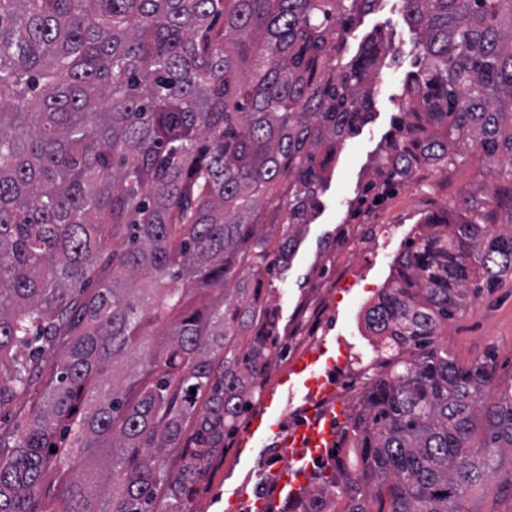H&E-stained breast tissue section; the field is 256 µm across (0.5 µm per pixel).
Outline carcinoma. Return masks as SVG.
<instances>
[{"label":"carcinoma","instance_id":"1","mask_svg":"<svg viewBox=\"0 0 512 512\" xmlns=\"http://www.w3.org/2000/svg\"><path fill=\"white\" fill-rule=\"evenodd\" d=\"M377 2L0 0V413L37 405L0 436V512H196L275 346L262 290L374 110L390 44L341 48ZM402 21L420 67L373 179L512 164V0H403ZM431 227L372 309L412 351L361 399V471L329 452L288 512H462L477 422L512 449V392L487 404L492 367L433 346L512 272V224Z\"/></svg>","mask_w":512,"mask_h":512}]
</instances>
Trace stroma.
Masks as SVG:
<instances>
[{
	"instance_id": "obj_1",
	"label": "stroma",
	"mask_w": 512,
	"mask_h": 512,
	"mask_svg": "<svg viewBox=\"0 0 512 512\" xmlns=\"http://www.w3.org/2000/svg\"><path fill=\"white\" fill-rule=\"evenodd\" d=\"M401 12L402 0H380L372 12L357 19L347 39L346 52L351 55L366 37L384 34L395 57L381 71L371 119L338 153L336 170L320 198L317 219L307 225L288 270L274 281L276 289L269 301L279 309L280 342H287L304 328L307 308L322 286L323 270L332 259L325 244L341 236L347 225L422 224L442 211L447 212L449 222L456 223L464 219L469 199L493 208L494 190L512 174V167L502 160L466 152L446 168L421 164L408 181L381 197L363 196L376 161L394 132L404 81L419 67L415 35L402 23ZM368 297L365 291L344 297L340 319L328 338L330 355H337L343 341L351 343L354 351L364 352L365 345L356 338L352 323ZM437 341L458 365L467 367L491 360L495 374L488 396L491 402H498L502 391L512 387V275L502 276L495 288L468 303L441 329ZM277 453L272 444L246 449L241 439L230 441L209 466L196 497L197 512H225L229 496L241 485L252 496L267 493L271 484L269 466ZM462 510L512 512L511 452L497 454L486 483L471 488Z\"/></svg>"
}]
</instances>
